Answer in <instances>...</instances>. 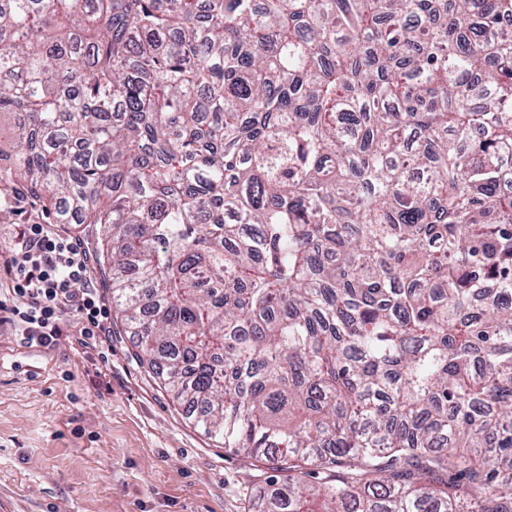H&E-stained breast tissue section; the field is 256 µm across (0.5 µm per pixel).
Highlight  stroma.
Wrapping results in <instances>:
<instances>
[{
	"instance_id": "stroma-1",
	"label": "stroma",
	"mask_w": 512,
	"mask_h": 512,
	"mask_svg": "<svg viewBox=\"0 0 512 512\" xmlns=\"http://www.w3.org/2000/svg\"><path fill=\"white\" fill-rule=\"evenodd\" d=\"M107 356L74 337L0 333V501L11 512H260L249 459L189 422L112 322Z\"/></svg>"
}]
</instances>
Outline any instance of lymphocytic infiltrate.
Here are the masks:
<instances>
[{
	"mask_svg": "<svg viewBox=\"0 0 512 512\" xmlns=\"http://www.w3.org/2000/svg\"><path fill=\"white\" fill-rule=\"evenodd\" d=\"M92 260L81 242L55 224H24L0 250V327L28 347H51L78 322L81 343L109 335V311L91 281Z\"/></svg>",
	"mask_w": 512,
	"mask_h": 512,
	"instance_id": "lymphocytic-infiltrate-1",
	"label": "lymphocytic infiltrate"
}]
</instances>
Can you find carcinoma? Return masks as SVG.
Instances as JSON below:
<instances>
[{
  "mask_svg": "<svg viewBox=\"0 0 512 512\" xmlns=\"http://www.w3.org/2000/svg\"><path fill=\"white\" fill-rule=\"evenodd\" d=\"M512 0H0V221L82 224L265 512H512Z\"/></svg>",
  "mask_w": 512,
  "mask_h": 512,
  "instance_id": "cac0c4a2",
  "label": "carcinoma"
}]
</instances>
